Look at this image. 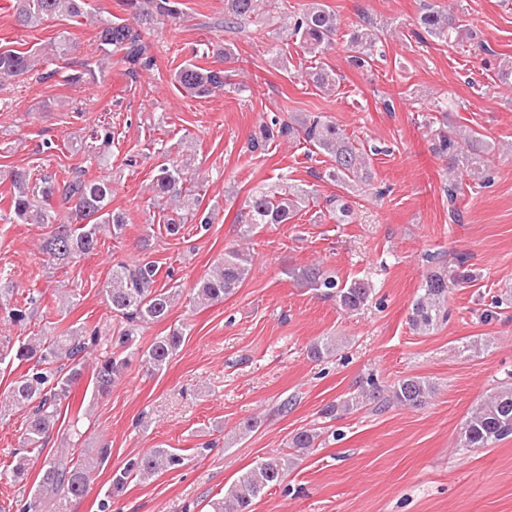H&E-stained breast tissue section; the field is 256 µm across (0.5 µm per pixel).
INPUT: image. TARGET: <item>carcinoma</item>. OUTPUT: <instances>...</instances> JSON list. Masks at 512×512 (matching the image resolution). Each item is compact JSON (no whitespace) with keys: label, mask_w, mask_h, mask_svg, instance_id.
Listing matches in <instances>:
<instances>
[{"label":"carcinoma","mask_w":512,"mask_h":512,"mask_svg":"<svg viewBox=\"0 0 512 512\" xmlns=\"http://www.w3.org/2000/svg\"><path fill=\"white\" fill-rule=\"evenodd\" d=\"M89 0H14L15 20L21 27L37 26L58 17L85 18L97 26L98 45L94 62L82 64L83 71L67 76L71 81L90 79L102 74L112 65V56L121 55V61L131 66V72L148 70L153 66L152 57L142 39V32L163 18H176L181 13L180 0H126L131 20H112L87 10ZM278 0H224V28L241 32H257L274 27L275 41L268 53L281 65L287 64L283 46L288 40L299 44L308 56L315 58L324 53L335 40L340 22L335 12L312 0L299 12L281 11ZM424 32L439 40L464 32L461 19L445 10L429 8L420 17ZM354 48L351 64L363 68L369 64L377 47V38L368 28L354 27L349 33ZM71 51L70 41L61 34L40 48L28 51L0 48V83L32 72L48 78L52 73L45 65L63 60ZM316 87L326 93L336 89L337 74L322 65L306 72ZM173 80L185 92L198 99H206L227 86L224 71L202 68L192 62L181 65ZM433 150L448 159V203L455 202L461 183L454 177L459 173L472 183L483 186L491 182L486 155L495 149L478 137L450 130L446 126L430 128ZM303 142L331 159L325 176L336 186L352 192L368 184L372 175V157L381 148L358 143L348 136L335 122L314 116H290L286 121L276 118L260 126L259 135L251 142V149L263 150L276 139ZM94 153L99 160H107L112 147V133L95 134ZM181 159L173 163L167 159L169 148L160 146L155 152L162 157L149 190L162 201L163 224L166 232L176 236L184 225L196 223L204 229L212 221V213L201 210L199 184L205 178L191 174L195 165L192 141L183 138ZM11 184L10 213L18 224H47L52 229L43 238L41 252L51 264L66 266L75 259L92 253L100 236L108 232L114 238L122 236L128 224L127 215L110 208L112 180L102 178L87 180L76 174L62 181L50 175L32 177L24 170L9 172ZM310 191L301 185L279 186L272 190L259 188L246 201L241 214V238L250 237L260 225L287 224L306 206ZM56 200L67 210V222L56 223L57 215L47 208V202ZM329 212L339 223L349 216L351 206L343 196L328 201ZM427 262L436 269L426 273L420 294L411 307L409 322L416 331L426 332L439 321L448 318V292L476 279L466 268L467 257L459 255L447 266L438 253L427 255ZM252 257L242 244L224 250V257L214 263L210 271L194 286L193 303L211 306L240 288L251 272ZM158 267L152 261L141 260L134 264L118 262L112 266V275L104 286L105 299L120 318V325L107 336L98 327L78 326L60 336L34 335L15 347L11 339H0V362L11 359L33 362L31 368L14 382L9 392V402L30 409L24 432L28 448L44 447L59 419L61 405L72 399L73 386L82 376L83 363L91 347L106 341L112 352L96 362L91 383L93 392L101 397L108 395L112 385L126 372L130 358L141 355V362L151 372L167 367L170 359L180 349L185 333L175 330L162 336L144 351L138 347L139 327L158 322L168 316L181 289L155 287ZM297 280L321 296L336 301L347 313L361 310L372 295L371 284L363 279L342 281L311 265L299 271ZM41 295L28 294L21 304L3 300L0 296V316L15 324H22L30 317V310L37 307ZM336 339L324 338L310 345L309 354L321 360L335 353ZM436 393L435 384L425 377L408 376L387 387L377 376L369 373L359 380L357 393L339 404L327 407L326 414L350 413L368 404L374 411L382 412L391 405L421 408ZM512 436V375L487 392L467 416L460 432V447L485 448ZM321 433L316 429L302 430L291 440L293 452L274 455L257 462L241 474L223 498L209 504L210 512H253L255 501L269 489L284 481L288 470L299 457L316 447ZM112 454L110 448H98L95 454L75 455L72 443L59 448L44 459L41 476L31 488V498L19 512H68L71 501L81 499L90 491L91 476L105 466ZM29 458L26 452L16 453L15 464L9 471L10 479L21 482L28 474ZM185 465V457L177 448H152L129 460L123 468L112 472L109 488L100 499L99 512H112V498L120 495L128 484L138 479L176 471Z\"/></svg>","instance_id":"cac0c4a2"}]
</instances>
